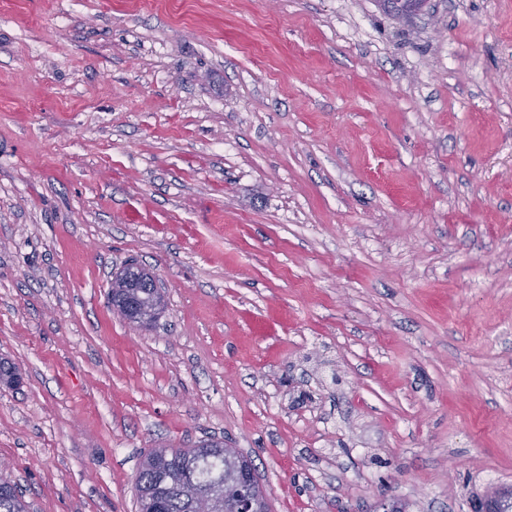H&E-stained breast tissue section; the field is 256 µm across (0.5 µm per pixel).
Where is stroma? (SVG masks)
Listing matches in <instances>:
<instances>
[{
    "label": "stroma",
    "mask_w": 512,
    "mask_h": 512,
    "mask_svg": "<svg viewBox=\"0 0 512 512\" xmlns=\"http://www.w3.org/2000/svg\"><path fill=\"white\" fill-rule=\"evenodd\" d=\"M1 358L30 512L209 436L271 512L512 488V0H0ZM133 288H153L151 307L142 303L140 290ZM112 295H114L113 309L127 320L137 326H147L153 322L164 307V294L154 275L147 272L140 265H125L112 278Z\"/></svg>",
    "instance_id": "stroma-1"
}]
</instances>
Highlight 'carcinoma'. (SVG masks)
<instances>
[{
  "mask_svg": "<svg viewBox=\"0 0 512 512\" xmlns=\"http://www.w3.org/2000/svg\"><path fill=\"white\" fill-rule=\"evenodd\" d=\"M384 8L396 16H409L419 11L424 0H382ZM241 453L224 451V441L207 439L193 448H181L174 457L165 460L160 450L151 451L142 461L135 476L136 502L140 512L155 503L156 495L163 497L161 512H190L191 494L224 486L231 495L246 494L260 486L258 478L241 468ZM0 512H30L22 492L6 477H0Z\"/></svg>",
  "mask_w": 512,
  "mask_h": 512,
  "instance_id": "carcinoma-1",
  "label": "carcinoma"
}]
</instances>
